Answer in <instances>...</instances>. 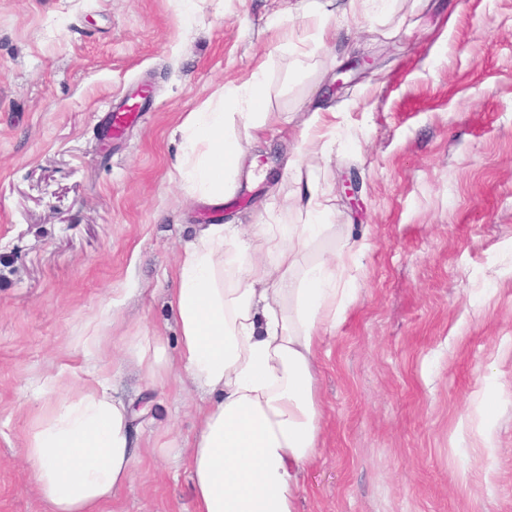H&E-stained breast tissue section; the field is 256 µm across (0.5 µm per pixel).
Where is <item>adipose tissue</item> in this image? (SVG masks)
Returning a JSON list of instances; mask_svg holds the SVG:
<instances>
[{"instance_id":"adipose-tissue-1","label":"adipose tissue","mask_w":512,"mask_h":512,"mask_svg":"<svg viewBox=\"0 0 512 512\" xmlns=\"http://www.w3.org/2000/svg\"><path fill=\"white\" fill-rule=\"evenodd\" d=\"M263 70L226 84L182 121L173 176L190 198L219 206L235 190L245 149L237 127L268 125ZM322 190L307 181L301 224H260L278 258L257 257L234 224L201 228L181 251L168 303L180 330L176 361L160 337H127L125 354L156 386L171 371L210 395L188 443L195 512H296L300 475L320 443L315 363L325 332L352 297L339 275L367 244L308 264L299 256L328 230ZM114 311L99 324L114 321ZM80 337L83 382L60 403L40 408L22 454L49 512H102L134 477L138 441L128 403L106 367V338Z\"/></svg>"}]
</instances>
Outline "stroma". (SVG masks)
Listing matches in <instances>:
<instances>
[{"instance_id": "obj_1", "label": "stroma", "mask_w": 512, "mask_h": 512, "mask_svg": "<svg viewBox=\"0 0 512 512\" xmlns=\"http://www.w3.org/2000/svg\"><path fill=\"white\" fill-rule=\"evenodd\" d=\"M311 3L0 0V512H47L22 440L77 382L76 339L110 300L112 338L146 330L176 356L168 294L186 240L303 223L309 178L334 230L300 265L369 247L323 337V444L297 512H512V0H387L367 15L331 0L342 25L324 46L304 31L282 46L272 20ZM261 65L274 119L246 153L262 176L217 208L189 200L175 129ZM317 109L332 148L286 171ZM114 365L119 396L147 410L135 476L103 512H195L185 444L202 394Z\"/></svg>"}]
</instances>
